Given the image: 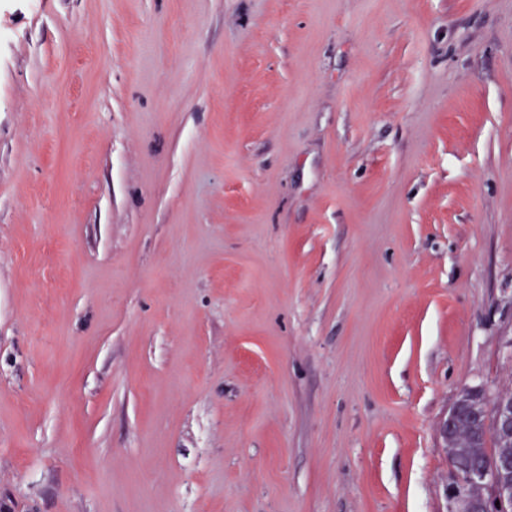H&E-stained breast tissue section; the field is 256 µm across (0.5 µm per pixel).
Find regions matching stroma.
I'll use <instances>...</instances> for the list:
<instances>
[{"mask_svg":"<svg viewBox=\"0 0 512 512\" xmlns=\"http://www.w3.org/2000/svg\"><path fill=\"white\" fill-rule=\"evenodd\" d=\"M512 386V0H0V512H448Z\"/></svg>","mask_w":512,"mask_h":512,"instance_id":"1","label":"stroma"}]
</instances>
